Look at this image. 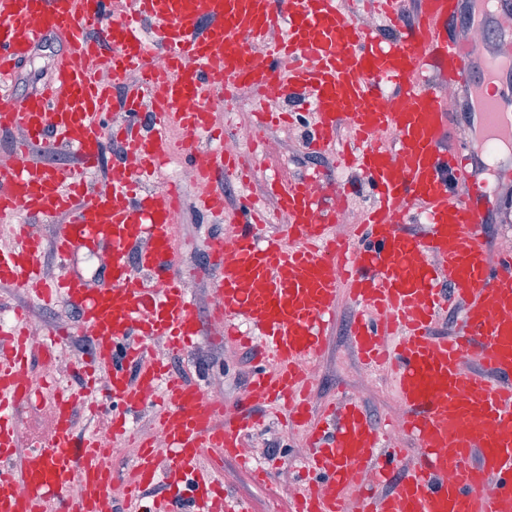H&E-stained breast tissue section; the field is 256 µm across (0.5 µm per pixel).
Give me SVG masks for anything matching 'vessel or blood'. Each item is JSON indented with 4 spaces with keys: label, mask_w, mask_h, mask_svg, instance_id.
I'll list each match as a JSON object with an SVG mask.
<instances>
[{
    "label": "vessel or blood",
    "mask_w": 512,
    "mask_h": 512,
    "mask_svg": "<svg viewBox=\"0 0 512 512\" xmlns=\"http://www.w3.org/2000/svg\"><path fill=\"white\" fill-rule=\"evenodd\" d=\"M340 3L139 0L137 14L124 18L115 0H0L1 82L48 35L66 46L48 84L0 106V128L54 139L83 161L66 171L21 155L0 171V223L14 228L0 280L77 312V331L93 344L91 363L108 372L113 438L131 436V415L161 403L164 442L142 444L126 493L140 501L138 512H223L222 495L201 475L200 451L238 457L256 424L257 392L263 402L281 403L289 426L304 429L316 449L288 512H512V252L489 260L482 232L494 211L512 210L485 179L490 170L512 175L501 146L502 133H512V98L493 91L512 83V67L451 34L464 0H420L408 24L406 0H381L397 25L389 37L363 27ZM485 7L492 25L512 26V0ZM280 29L285 37L273 39ZM155 56L164 62L149 81L126 84L128 70ZM284 59L289 68L281 67ZM93 60L111 69V81L90 69ZM435 76L461 87L470 102L475 136L464 147L454 144L451 114L430 85ZM241 83L313 105L312 150L348 128L358 150L340 162L360 173L374 202L355 240L340 244L332 228L343 193L327 172L266 180L265 195L288 217L276 236L262 235L268 218L251 197L228 210L223 196H200L206 211L234 227L230 239L206 243L224 338L252 351L249 390L227 405L203 402L197 385L169 375L148 354L154 338L173 353L188 351L199 320L177 259L174 196L140 184L171 149L167 122L192 134L210 131L215 90ZM120 84L130 109L114 137L126 158L113 165L110 189L92 193L86 174L102 155L103 116ZM381 132L395 135V150L377 141ZM190 170L209 185L244 165L241 156L210 152L191 155ZM453 178L465 183L464 195L451 190ZM316 183L328 186L326 196L313 193ZM417 213L425 222L420 233L410 227ZM56 214L68 224L44 242L31 221ZM102 244L105 287L69 274L48 282L45 255L65 262L75 247ZM135 266L145 278L132 276ZM344 291L368 312L350 327L365 364L393 371L407 409L399 428L419 448L411 466L400 465V449L382 447L359 402L334 406L325 423L307 407V368ZM451 301L460 307L461 330L431 335ZM28 336L23 317L0 325V512H116L110 454L95 436L77 435L71 396L62 390L48 396L49 432L11 466L20 434L15 413L36 393L27 379ZM358 478L367 491L353 501L347 493ZM77 482L85 493L75 500L69 490Z\"/></svg>",
    "instance_id": "1"
}]
</instances>
